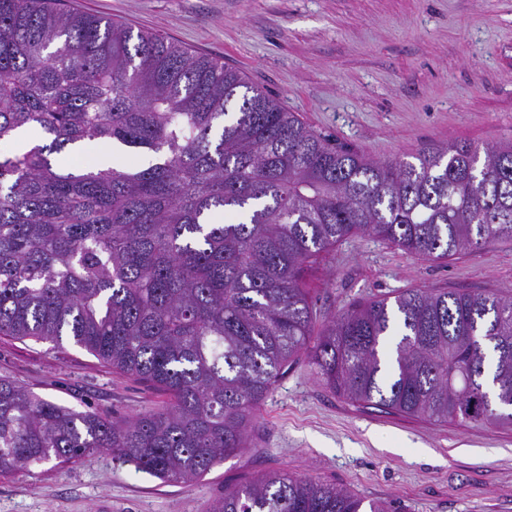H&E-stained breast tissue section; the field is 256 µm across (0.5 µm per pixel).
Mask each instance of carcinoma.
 <instances>
[{
    "mask_svg": "<svg viewBox=\"0 0 512 512\" xmlns=\"http://www.w3.org/2000/svg\"><path fill=\"white\" fill-rule=\"evenodd\" d=\"M0 336L73 343L167 396L127 419L0 378V478L95 452L186 484L248 447L288 363L360 405L512 427V298L410 289L317 320L355 235L432 260L512 239V142L408 161L332 145L244 74L54 0H0ZM116 150L72 169L79 144ZM210 512H387L274 472Z\"/></svg>",
    "mask_w": 512,
    "mask_h": 512,
    "instance_id": "carcinoma-1",
    "label": "carcinoma"
}]
</instances>
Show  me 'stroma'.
Masks as SVG:
<instances>
[{"label": "stroma", "instance_id": "35a3bbf8", "mask_svg": "<svg viewBox=\"0 0 512 512\" xmlns=\"http://www.w3.org/2000/svg\"><path fill=\"white\" fill-rule=\"evenodd\" d=\"M158 33L246 75L316 133L380 160L451 141L512 140V0H61ZM320 317L408 289L512 297V240L445 262L358 235L307 276ZM0 375L56 403L133 418L163 404L64 342L0 337ZM285 471L393 512H512V429L408 418L333 392L300 355L251 441L203 478L167 484L96 453L0 479V512H208L223 491Z\"/></svg>", "mask_w": 512, "mask_h": 512}]
</instances>
